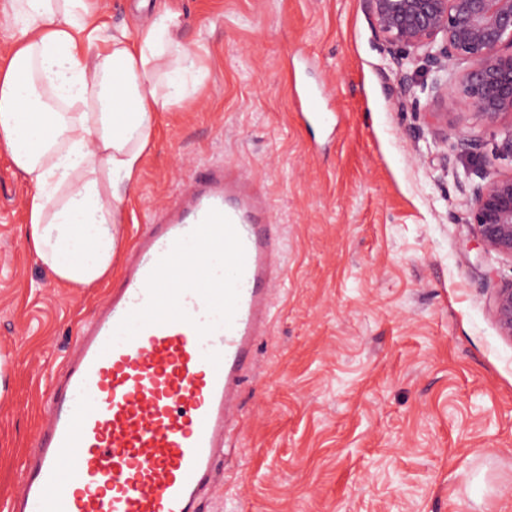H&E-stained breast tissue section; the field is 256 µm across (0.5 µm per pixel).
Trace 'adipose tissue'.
Here are the masks:
<instances>
[{"mask_svg":"<svg viewBox=\"0 0 512 512\" xmlns=\"http://www.w3.org/2000/svg\"><path fill=\"white\" fill-rule=\"evenodd\" d=\"M179 27L165 10L130 41L100 34L89 0L0 10V28L15 34L0 66V150L34 185L27 247L69 287L112 271L155 118L185 98L182 75L196 66Z\"/></svg>","mask_w":512,"mask_h":512,"instance_id":"obj_1","label":"adipose tissue"}]
</instances>
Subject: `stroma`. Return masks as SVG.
<instances>
[{"instance_id": "obj_1", "label": "stroma", "mask_w": 512, "mask_h": 512, "mask_svg": "<svg viewBox=\"0 0 512 512\" xmlns=\"http://www.w3.org/2000/svg\"><path fill=\"white\" fill-rule=\"evenodd\" d=\"M180 12L201 77L159 118L123 205L131 246L201 164L238 162L285 240L269 336L241 391L238 458L202 512H512V340L493 315L512 261L470 234L482 171L512 173L468 101L448 116L401 72L360 0H92L104 33ZM322 88L334 129L307 126L294 78ZM479 136L461 152L460 134ZM32 186L0 152V507L19 490L43 407L116 287L55 280L27 251Z\"/></svg>"}]
</instances>
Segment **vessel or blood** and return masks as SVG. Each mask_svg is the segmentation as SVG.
Masks as SVG:
<instances>
[{
    "instance_id": "b4317fda",
    "label": "vessel or blood",
    "mask_w": 512,
    "mask_h": 512,
    "mask_svg": "<svg viewBox=\"0 0 512 512\" xmlns=\"http://www.w3.org/2000/svg\"><path fill=\"white\" fill-rule=\"evenodd\" d=\"M298 99L327 122L319 93ZM284 275L263 186L233 162L198 168L77 327L9 512H199Z\"/></svg>"
}]
</instances>
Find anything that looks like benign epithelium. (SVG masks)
Here are the masks:
<instances>
[{"label": "benign epithelium", "instance_id": "7a95c632", "mask_svg": "<svg viewBox=\"0 0 512 512\" xmlns=\"http://www.w3.org/2000/svg\"><path fill=\"white\" fill-rule=\"evenodd\" d=\"M374 36L398 68L422 61L445 109L465 99L486 128L512 115V0H362ZM467 63L458 78L449 64ZM470 232L512 260V174L484 173L466 194ZM494 315L512 339V282L496 289Z\"/></svg>", "mask_w": 512, "mask_h": 512}]
</instances>
